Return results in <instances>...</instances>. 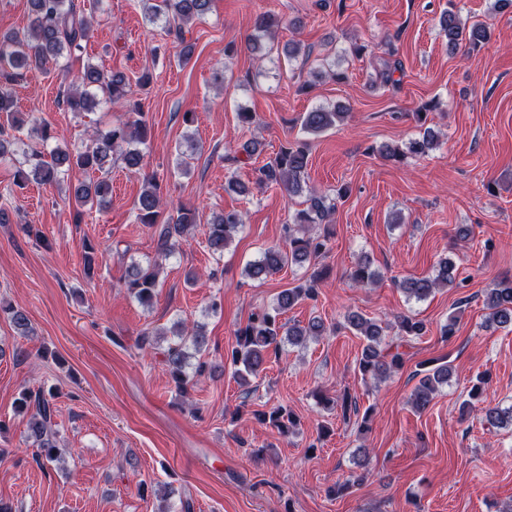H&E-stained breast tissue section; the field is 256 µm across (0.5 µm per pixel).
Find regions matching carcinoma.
I'll return each instance as SVG.
<instances>
[{
  "instance_id": "carcinoma-1",
  "label": "carcinoma",
  "mask_w": 512,
  "mask_h": 512,
  "mask_svg": "<svg viewBox=\"0 0 512 512\" xmlns=\"http://www.w3.org/2000/svg\"><path fill=\"white\" fill-rule=\"evenodd\" d=\"M144 17L150 24L162 23L167 35L180 46L179 54L188 57L191 46L185 44V26L204 17L212 0H140ZM30 20L20 32L0 34V159L14 155L17 137L23 119L17 115L12 85L29 73L48 74L52 69H64L61 60L85 48L93 36V25L75 3V0H28ZM440 27L448 47H461L469 52L477 50L488 40V28L474 24L466 29L454 7L443 12ZM283 24L282 19L270 14L257 15L253 32L247 37L246 47L253 53L264 49L263 40L272 35V29ZM133 91L129 79L122 72L107 71L88 63L63 90V102L70 112L94 111L101 102L117 105L135 115V119L112 125L105 131H95L91 144L75 152L61 149L45 152L31 148L22 154V161L15 172L16 184L20 187L31 181L41 184L60 183L69 179L74 169L97 174L89 181H80L71 186V197L76 214L87 204H95L102 210L109 204L111 195L112 153L122 149L125 168L134 174H143V189L135 203L136 218L156 241L157 256L167 259L179 251L184 238L197 224L195 209L183 206L177 216L165 217L161 210L162 185L155 174L144 172L145 155L140 146L147 143L149 125L144 118L141 104L132 101ZM347 113L316 106L304 113L301 126L304 133L318 135L343 121ZM437 144L434 132L423 129L421 137L382 153L389 160H401L407 155L421 157ZM309 143L306 140L289 143L281 147L274 158L257 168L255 184L263 188L278 187L288 196L306 195V207L297 211L292 223L286 226L288 247L272 246L264 249L245 269L246 276L254 281H264L280 273L286 267L316 265V261L328 250L330 233L311 234L310 228L327 223L335 211V203L307 185L309 166ZM244 226L243 214L237 210L225 211L213 217L208 225L207 248L216 258L224 256L234 234ZM328 274L325 267L312 272L305 282L286 288L277 294L276 301L251 313L248 323L235 333V343L226 354L243 394L255 391L252 380L259 377L271 356L279 355L281 344L301 345L310 338L326 333L327 327L320 319H312L302 326L283 319V315L298 303L314 300L318 296V285ZM160 264L157 260L134 261L130 264L122 287L128 296L143 306H151L160 286ZM350 280L365 286L376 281V274L369 262H360L349 274ZM456 264L441 259L433 273L422 277H407L397 283L408 298L420 301L434 290L456 283ZM485 307L487 327L507 328L512 326V280L504 279L488 289ZM0 313L7 315L19 335L32 332L27 311L20 305L0 303ZM347 325L363 338L358 369L361 375L380 382L401 369L404 352L400 351L407 339L419 338L427 332L426 324L409 315H400L396 320L398 342L384 341V327L376 320L358 312L346 317ZM158 329L140 332L136 345L146 351L161 340H168L165 372L176 391L185 396L198 377L212 373L214 366L204 360L203 353L208 344L204 326L192 328L174 327L172 338ZM448 365L440 364L425 372L411 393V404L417 411L426 410L439 391V386L448 383ZM15 411L27 416V438L36 448L35 460L40 465L58 460L60 452L56 444L57 430L53 397L41 389L25 390L15 402ZM253 417L277 430L282 436L292 433L297 426V417L284 406H274L268 411H254ZM483 421L495 428L512 427V407H486Z\"/></svg>"
}]
</instances>
